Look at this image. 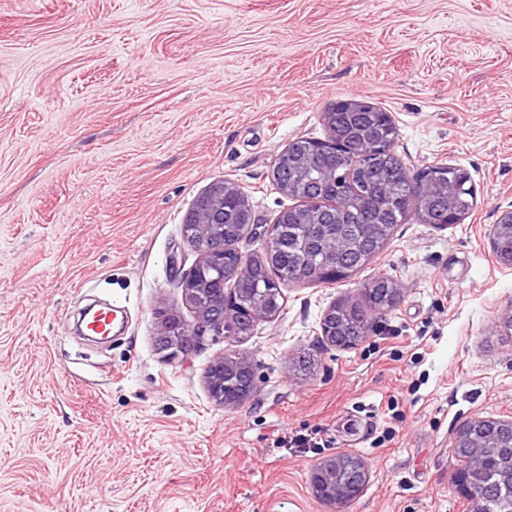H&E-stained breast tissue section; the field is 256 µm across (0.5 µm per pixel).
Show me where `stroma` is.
Wrapping results in <instances>:
<instances>
[{
    "label": "stroma",
    "mask_w": 512,
    "mask_h": 512,
    "mask_svg": "<svg viewBox=\"0 0 512 512\" xmlns=\"http://www.w3.org/2000/svg\"><path fill=\"white\" fill-rule=\"evenodd\" d=\"M372 101L410 170L466 169L476 205L411 217L364 269L283 285L251 335L161 349L177 283L200 259L181 232L230 180L256 222L295 206L271 180L323 112ZM512 209V0H0V512H474L451 445L512 419V267L489 239ZM378 273L401 300L339 349L320 319ZM124 335L73 332L92 300ZM248 354L256 391L212 400L204 374ZM315 434V443L295 444ZM360 458L346 505L312 494L325 458Z\"/></svg>",
    "instance_id": "stroma-1"
}]
</instances>
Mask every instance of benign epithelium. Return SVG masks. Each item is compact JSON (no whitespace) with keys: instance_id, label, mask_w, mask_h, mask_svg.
Masks as SVG:
<instances>
[{"instance_id":"obj_1","label":"benign epithelium","mask_w":512,"mask_h":512,"mask_svg":"<svg viewBox=\"0 0 512 512\" xmlns=\"http://www.w3.org/2000/svg\"><path fill=\"white\" fill-rule=\"evenodd\" d=\"M224 223V188L216 187L199 195L188 214L184 237L199 252L200 260L192 268V273L183 274L179 279L185 299L198 313L193 326L184 325L171 315L162 324V335L170 342L181 345L180 352L203 344L206 337L230 340L237 335V325L230 315L224 314V296H214L208 288L209 271L224 273V248H215L211 242V227ZM240 377L236 389L224 391V371ZM206 383L211 397L220 405H236L249 400L255 392V367L250 358L240 354L229 364L220 358L206 372ZM483 418H474L458 430L454 447L471 448L473 452L463 468L455 472L454 484L458 491L475 501H480L476 491L485 477L488 462L495 463L500 482L512 495V448L490 452L484 449L477 433ZM346 456H331L323 460L310 475V485L314 495L329 503L356 498L362 491L359 485L336 484V469L343 466Z\"/></svg>"}]
</instances>
